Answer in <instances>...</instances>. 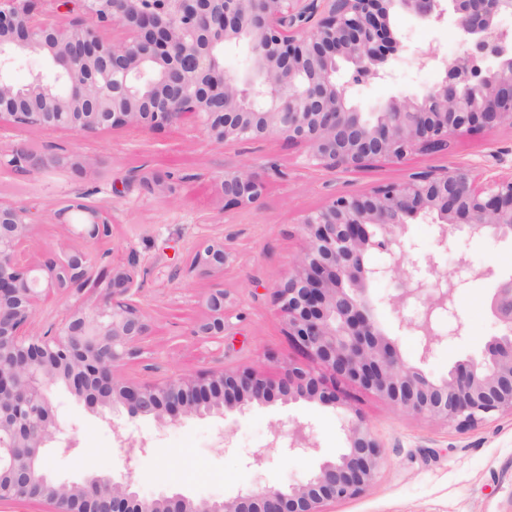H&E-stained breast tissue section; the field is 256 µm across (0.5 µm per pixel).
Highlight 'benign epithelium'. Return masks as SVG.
Masks as SVG:
<instances>
[{"instance_id": "1", "label": "benign epithelium", "mask_w": 512, "mask_h": 512, "mask_svg": "<svg viewBox=\"0 0 512 512\" xmlns=\"http://www.w3.org/2000/svg\"><path fill=\"white\" fill-rule=\"evenodd\" d=\"M36 0H0V122L19 127L93 133L139 125L150 129L194 118L204 134L221 141H258L277 135L308 149V162L334 171L388 159L403 162L418 151L448 145L458 132L512 128V0H60L82 18L60 27L35 14ZM401 12L424 23L456 21L467 49L446 65L436 87L406 92L369 112L352 88L386 76L384 65L403 49L391 20ZM130 32L114 44L102 26ZM247 50L246 74L224 72V47ZM31 54L46 55L56 81L35 73L21 85L8 71ZM4 164L34 173L42 156L20 150ZM266 175L254 167L224 174L228 206L258 203ZM81 214L80 235L110 233L111 216L80 201L57 213ZM423 218L438 229L448 251L458 233L512 239V178L492 176L475 185L471 168L447 166L382 184L365 195L337 194L301 215L307 246L288 276L274 282L288 337L338 381L371 391L407 414L460 430L492 417L512 416V276L497 282L489 310L497 334L482 355L430 376L424 364L434 348L460 335L439 331L456 314L460 281L435 259L403 250L409 221ZM36 225L31 210L0 203V503L46 502L53 512H327L330 503L364 495L384 462L382 444L347 396L294 361L278 386L253 372L225 368L196 376L129 383L117 377L137 357L150 323L133 297L137 273L112 276L93 308L75 306L58 328L32 334L35 302L54 289L92 280V254L73 250L58 259L24 265L22 241ZM401 257L371 265L375 250ZM228 253L209 242L192 266L224 271ZM396 283L382 297L371 285ZM209 317L192 335L224 352L225 296L206 301ZM387 305L399 328L420 337L419 363H407L396 341L378 325ZM64 385L96 410L121 405L131 419L154 416L177 423L224 416V408L318 400L343 410L346 446L323 458L302 482L241 489L226 500L194 501L179 492L140 496L131 469L91 473L78 481L56 478L50 453L73 450L56 423L53 388ZM317 449L311 426L299 419L288 429V450Z\"/></svg>"}]
</instances>
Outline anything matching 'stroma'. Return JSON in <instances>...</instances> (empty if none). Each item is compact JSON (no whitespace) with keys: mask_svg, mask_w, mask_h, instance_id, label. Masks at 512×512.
<instances>
[{"mask_svg":"<svg viewBox=\"0 0 512 512\" xmlns=\"http://www.w3.org/2000/svg\"><path fill=\"white\" fill-rule=\"evenodd\" d=\"M408 47L391 65L395 81L361 84L355 98L371 108L399 91L434 87L443 77L442 62H453L465 46L457 24L429 25L402 14L393 21ZM29 150L43 156L36 174L0 167V202L23 205L39 216L20 248L23 263H40L74 249L90 251L96 279L41 297L36 326H60L70 307H93L112 275L139 258L141 287L136 303L146 312L151 332L142 353L126 362L119 375L128 382L188 376L217 367L252 370L278 380L285 362L299 359L286 333V322L272 297V283L287 274L304 248L297 222L303 213L325 205L337 192L361 194L409 174L448 164H465L484 184L488 167L512 175V129L475 131L453 136L442 150L413 154L406 162H373L366 168L331 171L311 166L305 147L277 136L256 142L220 141L192 123L147 130L132 126L79 134L67 129L0 125V153ZM503 161L494 164L492 151ZM96 157L87 167L86 157ZM249 165L267 173L258 204H224V172ZM172 176L174 192L144 185V178ZM81 201L113 217L109 236L81 237L57 214ZM223 242L229 257L224 271L207 275L192 260L203 241ZM512 275V242L484 236L455 237L443 261L459 259ZM492 280H471L457 297L462 330L439 348L426 369L435 376L479 357L497 327L487 304ZM223 290L229 320L224 330V358L216 345L193 336L208 315L207 297ZM352 404L370 423L384 447L385 463L374 485L361 497L331 504V512H512V418H493L464 431L419 418L389 406L378 395L353 390ZM55 419L74 444L55 456L52 467L63 478L133 469L144 497L170 488L194 500L228 499L255 485L285 486L302 481L320 457L345 445L342 411L332 404L273 402L228 409L223 416L162 425L153 417L128 421L116 414L125 437L146 441L150 452L127 459L112 433V422L87 410L67 389L54 396ZM302 418L314 426L319 455L288 452L270 445L272 425L287 427ZM267 448L262 466H250L247 452Z\"/></svg>","mask_w":512,"mask_h":512,"instance_id":"1","label":"stroma"}]
</instances>
